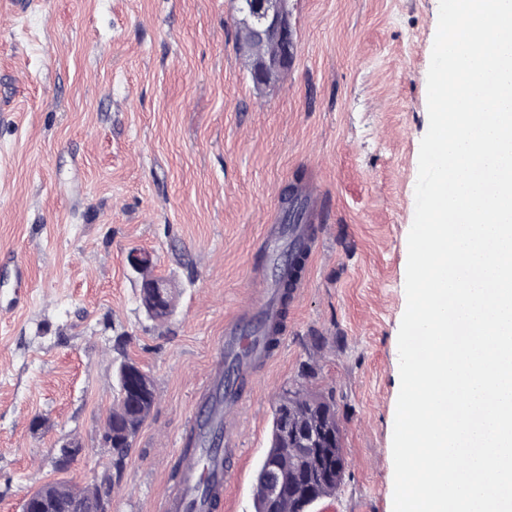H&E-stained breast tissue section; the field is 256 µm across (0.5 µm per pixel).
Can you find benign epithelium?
<instances>
[{
    "label": "benign epithelium",
    "mask_w": 512,
    "mask_h": 512,
    "mask_svg": "<svg viewBox=\"0 0 512 512\" xmlns=\"http://www.w3.org/2000/svg\"><path fill=\"white\" fill-rule=\"evenodd\" d=\"M236 22L243 29L245 44L261 42L274 51L253 62L252 81L267 86L273 74L293 61L295 42L288 16V0H233ZM283 437L288 442L291 460L288 478L271 465L264 475L268 497L276 500L288 487V498L297 512L306 510L321 498L326 484L341 485L348 461L342 448V430L328 415L303 428L293 421L283 423ZM22 512H52L44 494L33 491L22 502Z\"/></svg>",
    "instance_id": "1"
}]
</instances>
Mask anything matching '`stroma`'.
Returning <instances> with one entry per match:
<instances>
[{
  "label": "stroma",
  "mask_w": 512,
  "mask_h": 512,
  "mask_svg": "<svg viewBox=\"0 0 512 512\" xmlns=\"http://www.w3.org/2000/svg\"><path fill=\"white\" fill-rule=\"evenodd\" d=\"M289 10L295 57L267 87L238 48L231 0H31L0 18V512L101 474L127 357L156 400L112 512H160L224 323L266 269L264 228L296 182L316 190L325 230L245 392L218 512H254L274 407L298 382L334 399L348 459L312 512H393L397 337L439 0ZM133 251L175 289L165 321L140 305ZM70 439L87 456L61 473L53 450Z\"/></svg>",
  "instance_id": "stroma-1"
}]
</instances>
